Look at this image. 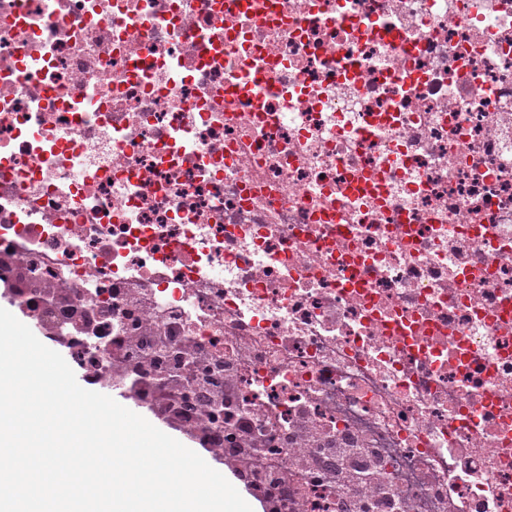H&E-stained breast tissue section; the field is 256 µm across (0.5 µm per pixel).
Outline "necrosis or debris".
<instances>
[{
    "mask_svg": "<svg viewBox=\"0 0 512 512\" xmlns=\"http://www.w3.org/2000/svg\"><path fill=\"white\" fill-rule=\"evenodd\" d=\"M0 252L275 512H512V0H0Z\"/></svg>",
    "mask_w": 512,
    "mask_h": 512,
    "instance_id": "necrosis-or-debris-1",
    "label": "necrosis or debris"
}]
</instances>
